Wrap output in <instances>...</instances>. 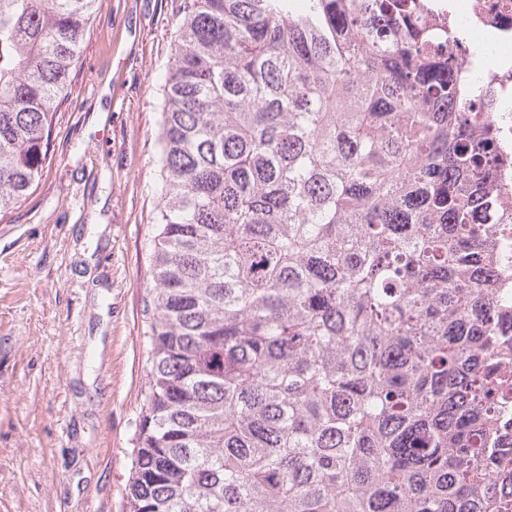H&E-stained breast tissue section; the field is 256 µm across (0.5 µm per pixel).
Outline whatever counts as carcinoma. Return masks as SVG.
<instances>
[{"instance_id":"1","label":"carcinoma","mask_w":512,"mask_h":512,"mask_svg":"<svg viewBox=\"0 0 512 512\" xmlns=\"http://www.w3.org/2000/svg\"><path fill=\"white\" fill-rule=\"evenodd\" d=\"M99 0H0V211ZM431 0H184L126 512H512L490 99Z\"/></svg>"}]
</instances>
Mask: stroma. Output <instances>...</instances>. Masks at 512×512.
<instances>
[{"mask_svg": "<svg viewBox=\"0 0 512 512\" xmlns=\"http://www.w3.org/2000/svg\"><path fill=\"white\" fill-rule=\"evenodd\" d=\"M183 0H100L34 193L0 213V512H126L159 123Z\"/></svg>", "mask_w": 512, "mask_h": 512, "instance_id": "35a3bbf8", "label": "stroma"}]
</instances>
